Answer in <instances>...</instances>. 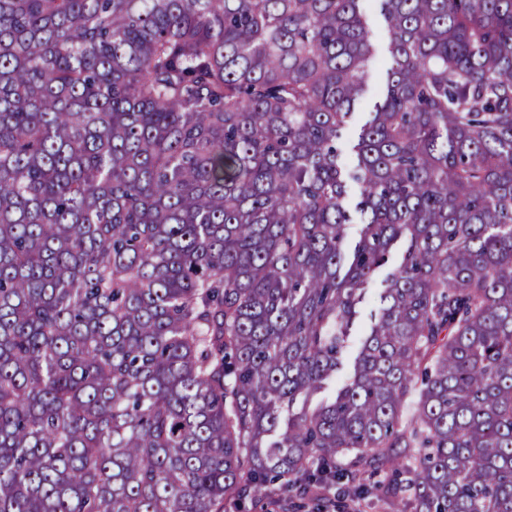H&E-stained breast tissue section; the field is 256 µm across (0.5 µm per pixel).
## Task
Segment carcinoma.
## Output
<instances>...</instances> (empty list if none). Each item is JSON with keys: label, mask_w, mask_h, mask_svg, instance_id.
Returning a JSON list of instances; mask_svg holds the SVG:
<instances>
[{"label": "carcinoma", "mask_w": 512, "mask_h": 512, "mask_svg": "<svg viewBox=\"0 0 512 512\" xmlns=\"http://www.w3.org/2000/svg\"><path fill=\"white\" fill-rule=\"evenodd\" d=\"M375 2L346 164L366 0H0V512H512V0ZM368 13V24L372 33V42L375 45L380 60L387 58L386 24L376 11L373 1H368L363 7ZM395 262L396 257H393L390 265L378 270L375 276L373 277V281L367 290L365 302L361 307V313L357 328L358 331H361L369 323L370 313L374 309L378 288H381L382 280L385 278L387 272L390 270V268L393 266ZM360 336H352L349 348L346 350L343 358V366L341 371L336 375V381H329L325 388L316 395V401H329L335 395V392L347 378L350 373L351 365L356 353L357 342Z\"/></svg>", "instance_id": "carcinoma-1"}]
</instances>
